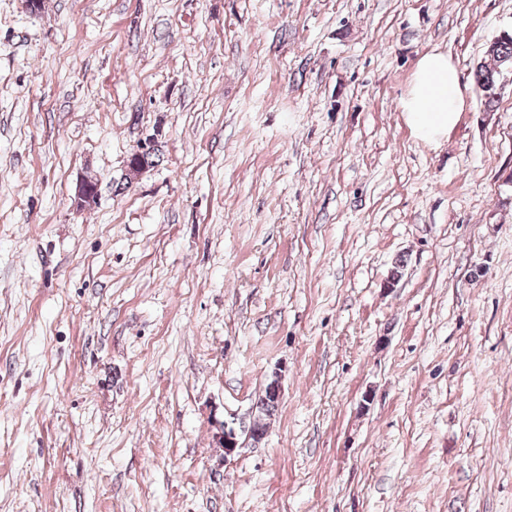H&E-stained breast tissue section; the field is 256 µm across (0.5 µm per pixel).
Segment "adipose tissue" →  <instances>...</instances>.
<instances>
[{
  "label": "adipose tissue",
  "mask_w": 512,
  "mask_h": 512,
  "mask_svg": "<svg viewBox=\"0 0 512 512\" xmlns=\"http://www.w3.org/2000/svg\"><path fill=\"white\" fill-rule=\"evenodd\" d=\"M464 107L459 72L452 60L436 50L424 54L400 103L414 135L430 144L439 143L457 125Z\"/></svg>",
  "instance_id": "adipose-tissue-1"
}]
</instances>
